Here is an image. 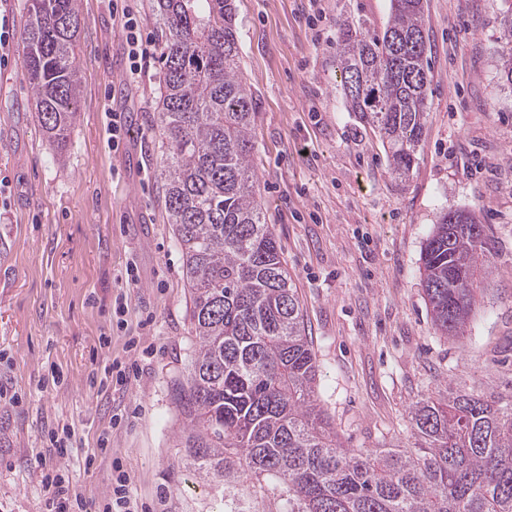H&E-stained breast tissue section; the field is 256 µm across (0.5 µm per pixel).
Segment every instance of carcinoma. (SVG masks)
Instances as JSON below:
<instances>
[{
    "mask_svg": "<svg viewBox=\"0 0 512 512\" xmlns=\"http://www.w3.org/2000/svg\"><path fill=\"white\" fill-rule=\"evenodd\" d=\"M161 24L159 177L183 258L195 348L174 391L185 460L239 489L268 479L288 512H512V393L416 402L411 448H348L321 404L298 290L266 222L251 165L255 108L240 71L234 0H151ZM22 67L47 139L66 141L79 94L77 0H25ZM499 82L512 88V7ZM345 101L409 176L427 122L423 0H390L383 32L337 36ZM456 220L452 225L449 220ZM491 256L486 225L447 213L422 253L431 319L457 337Z\"/></svg>",
    "mask_w": 512,
    "mask_h": 512,
    "instance_id": "cac0c4a2",
    "label": "carcinoma"
}]
</instances>
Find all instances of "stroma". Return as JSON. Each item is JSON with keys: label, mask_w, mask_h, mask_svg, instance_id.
I'll return each instance as SVG.
<instances>
[{"label": "stroma", "mask_w": 512, "mask_h": 512, "mask_svg": "<svg viewBox=\"0 0 512 512\" xmlns=\"http://www.w3.org/2000/svg\"><path fill=\"white\" fill-rule=\"evenodd\" d=\"M235 6L261 203L345 446L411 445V406L452 389L512 392V89L497 76L512 0H426L428 118L402 181L348 108L336 67L340 24L382 32L390 0ZM79 10L77 114L57 146L22 67L24 0H0L13 24L0 66V512H47L50 427L75 431L69 468L85 512H97L116 459L138 512H287L271 482L236 490L182 463L172 390L194 339L158 178V59H146L139 83L126 82L112 0H79ZM116 112L127 130L117 149ZM464 209L488 224L492 256L469 324L448 338L433 326L420 256L440 216ZM116 361L134 363L128 382L112 376Z\"/></svg>", "instance_id": "1"}]
</instances>
